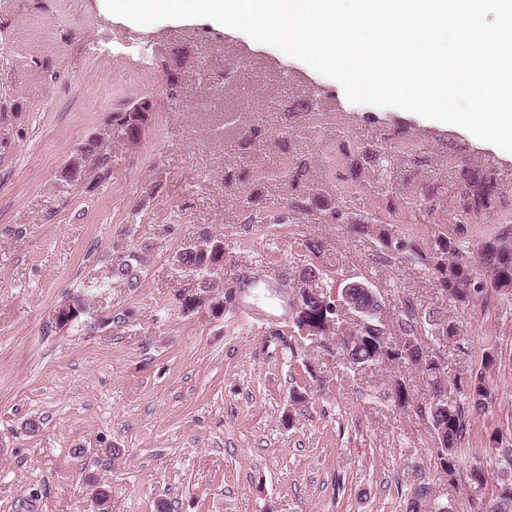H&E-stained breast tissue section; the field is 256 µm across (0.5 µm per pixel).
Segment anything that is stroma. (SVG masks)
Wrapping results in <instances>:
<instances>
[{
  "label": "stroma",
  "mask_w": 512,
  "mask_h": 512,
  "mask_svg": "<svg viewBox=\"0 0 512 512\" xmlns=\"http://www.w3.org/2000/svg\"><path fill=\"white\" fill-rule=\"evenodd\" d=\"M237 59L247 68L228 74ZM312 94L315 116L301 109ZM145 100L133 141L119 120ZM103 128L106 166L89 161L64 182L68 157ZM345 144L377 156L359 181ZM471 168L501 194L469 227L474 250L512 218V153L352 103L304 62L205 19L138 25L102 0H0V512H94L97 480L112 512L162 501L170 512H405L399 490L419 474L454 512L489 499L492 484L466 480L470 457L449 486L427 422L388 398L400 378L424 400L421 375L398 362L346 367L337 344L351 319L306 336L284 294L314 265L325 284L378 292L390 336L409 303L455 320L449 378L478 368L486 348L498 354L470 445L486 457L512 448V296L460 308L431 271L350 229L379 216L393 240L432 245ZM389 193L401 204L384 217ZM303 197L329 208L285 221ZM206 235L224 252L218 285L259 279L219 315L180 301L196 274L177 257ZM122 253L145 259L137 287L108 273ZM75 295L86 313L58 326Z\"/></svg>",
  "instance_id": "1"
}]
</instances>
